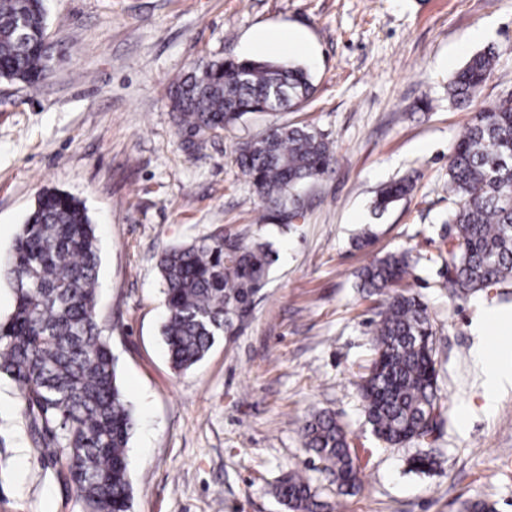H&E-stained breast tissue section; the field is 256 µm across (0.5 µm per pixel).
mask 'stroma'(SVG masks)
Instances as JSON below:
<instances>
[{
  "mask_svg": "<svg viewBox=\"0 0 512 512\" xmlns=\"http://www.w3.org/2000/svg\"><path fill=\"white\" fill-rule=\"evenodd\" d=\"M48 67L37 87L0 79V263L39 193L83 200L100 248L97 313L133 410L131 512H286L275 488L308 478L339 512H512V386L487 401L475 329L512 310V287L448 296L439 251L453 227L448 162L470 126L448 83L472 53L498 54L479 96L512 92V0H46ZM261 27H294L314 91L296 111L247 115L183 143L168 91L210 60L250 56ZM273 124L325 133L336 162L303 193L301 218L267 226L277 255L235 336L178 373L161 325L160 252L216 229H255L262 203L235 165L239 141ZM412 193L378 212L381 188ZM368 245L358 246L362 233ZM416 265L407 291L430 313L444 412L436 465L410 471L367 422L358 385L374 356L380 299L360 269L392 252ZM335 413L359 452L360 482L338 494L301 425ZM0 512H82L34 450L14 382L0 377Z\"/></svg>",
  "mask_w": 512,
  "mask_h": 512,
  "instance_id": "1",
  "label": "stroma"
}]
</instances>
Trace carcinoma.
<instances>
[{
  "mask_svg": "<svg viewBox=\"0 0 512 512\" xmlns=\"http://www.w3.org/2000/svg\"><path fill=\"white\" fill-rule=\"evenodd\" d=\"M44 0H0V78L35 86L46 52ZM496 52L471 54L454 73L448 95L476 106ZM309 72L263 58L212 60L170 89L172 108L188 148L201 137L235 126L245 115L298 107L312 93ZM235 163L263 203L261 224H285L284 212L302 207V186L335 163L332 143L306 126L273 125L239 143ZM413 182L382 188L374 208L384 211L408 196ZM448 195L456 199L448 237V293L460 298L512 282V94L483 105L454 147ZM274 261L259 233L218 232L161 252L157 267L166 305L162 336L173 369L198 364L216 339L231 336L250 314ZM408 251L365 266L360 286L385 297L373 330L376 359L360 392L376 438L392 447L421 445L443 414L437 395L433 331L427 306L399 288L410 274ZM100 256L83 203L43 190L15 240L5 276L15 294L0 321V374L21 393V414L41 456L59 465L83 512H130L132 486L126 448L134 416L117 382L111 337L96 314ZM305 447L326 463L339 489L359 482L345 428L330 411L313 414L301 429ZM436 461L422 453L410 469L425 474ZM289 512H331L309 482L293 473L276 487Z\"/></svg>",
  "mask_w": 512,
  "mask_h": 512,
  "instance_id": "obj_1",
  "label": "carcinoma"
}]
</instances>
